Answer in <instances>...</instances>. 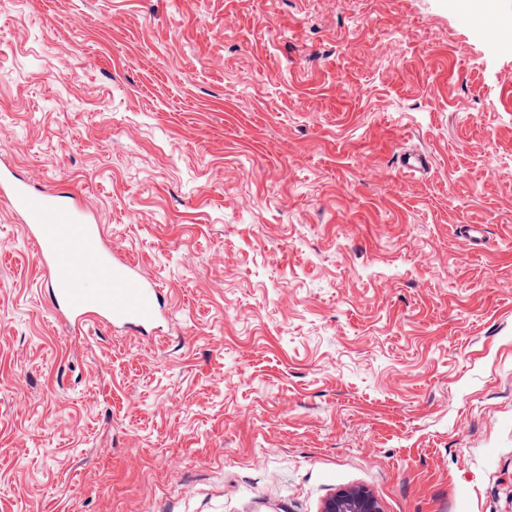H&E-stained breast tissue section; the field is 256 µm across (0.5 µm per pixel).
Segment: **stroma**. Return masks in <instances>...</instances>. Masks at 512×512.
I'll return each instance as SVG.
<instances>
[{
	"label": "stroma",
	"mask_w": 512,
	"mask_h": 512,
	"mask_svg": "<svg viewBox=\"0 0 512 512\" xmlns=\"http://www.w3.org/2000/svg\"><path fill=\"white\" fill-rule=\"evenodd\" d=\"M507 17L0 0V168L73 195L172 308L154 336L54 314L0 201V512H321L349 487L512 512Z\"/></svg>",
	"instance_id": "stroma-1"
}]
</instances>
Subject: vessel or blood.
I'll return each mask as SVG.
<instances>
[{"label": "vessel or blood", "mask_w": 512, "mask_h": 512, "mask_svg": "<svg viewBox=\"0 0 512 512\" xmlns=\"http://www.w3.org/2000/svg\"><path fill=\"white\" fill-rule=\"evenodd\" d=\"M0 196L20 215L48 274L54 309L75 324L144 332L167 315L164 288L118 260L104 244L101 225L77 206L0 171Z\"/></svg>", "instance_id": "vessel-or-blood-1"}]
</instances>
